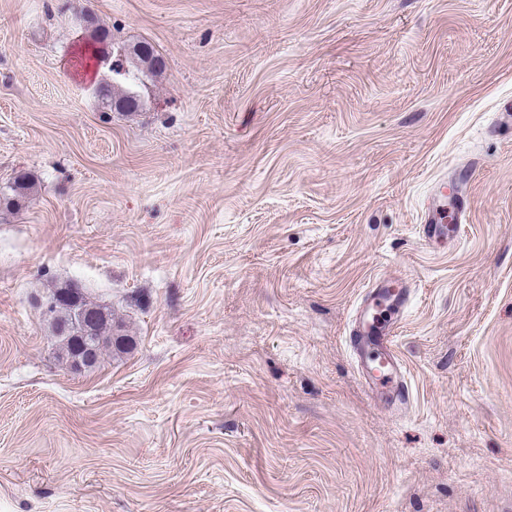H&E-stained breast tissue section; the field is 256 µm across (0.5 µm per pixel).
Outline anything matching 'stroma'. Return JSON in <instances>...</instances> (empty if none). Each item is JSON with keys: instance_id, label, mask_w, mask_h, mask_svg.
<instances>
[{"instance_id": "35a3bbf8", "label": "stroma", "mask_w": 512, "mask_h": 512, "mask_svg": "<svg viewBox=\"0 0 512 512\" xmlns=\"http://www.w3.org/2000/svg\"><path fill=\"white\" fill-rule=\"evenodd\" d=\"M105 29L136 111L70 64ZM510 102L512 0H0V512H512ZM383 276L405 409L347 342ZM66 284L133 349L58 360ZM131 50L126 55V60L131 58V64L134 68L128 67V78L123 81L127 88L120 87L112 92V96L105 94V100L110 111L129 112L138 107L139 99L133 92V88L137 86V81H141V75L152 72L156 69L159 62L154 48L149 43H141L130 46ZM446 207L445 204L435 205L426 214L421 236L427 244H442L448 238L456 237L471 211L470 202L462 193H456L449 208Z\"/></svg>"}]
</instances>
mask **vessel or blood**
Segmentation results:
<instances>
[{"instance_id": "1", "label": "vessel or blood", "mask_w": 512, "mask_h": 512, "mask_svg": "<svg viewBox=\"0 0 512 512\" xmlns=\"http://www.w3.org/2000/svg\"><path fill=\"white\" fill-rule=\"evenodd\" d=\"M471 206L463 194H455L450 206L429 209L421 236L429 244L456 237ZM410 298V285L402 278L376 279L366 294L349 332L348 344L357 368L371 391L391 406H405L410 392L404 364L395 348L402 312Z\"/></svg>"}]
</instances>
